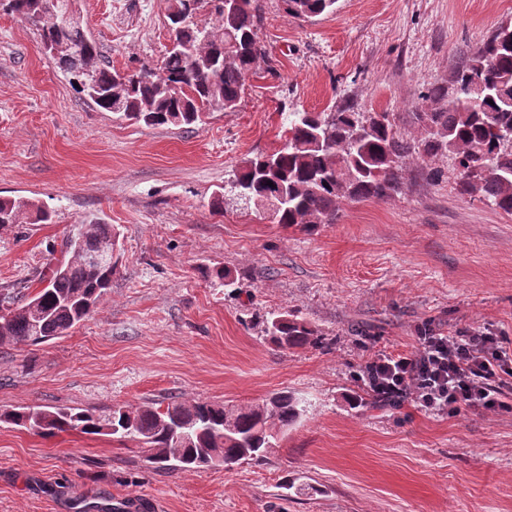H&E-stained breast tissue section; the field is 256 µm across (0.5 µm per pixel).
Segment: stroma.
Wrapping results in <instances>:
<instances>
[{
    "instance_id": "obj_1",
    "label": "stroma",
    "mask_w": 512,
    "mask_h": 512,
    "mask_svg": "<svg viewBox=\"0 0 512 512\" xmlns=\"http://www.w3.org/2000/svg\"><path fill=\"white\" fill-rule=\"evenodd\" d=\"M165 0H80L85 31L119 70L160 64ZM502 25L512 0H337L312 22L264 0L268 61L238 108L180 129L119 121L78 93L36 29L0 0V197L33 198L50 224L0 228V288H20L90 217L121 257L104 300L70 335L0 347V412L178 401L257 403L295 392L306 416L266 461L170 471L133 442L0 423V512H512V410L433 414L355 403L376 350L412 352L423 326L512 341V215L465 195L452 157L412 156L389 197L340 205L314 231L210 200L272 152L292 112L348 105L419 137L423 94ZM231 271L235 294L206 272ZM298 310L328 348L278 349L256 315ZM319 486L282 492L285 479Z\"/></svg>"
}]
</instances>
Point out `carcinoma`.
<instances>
[{"mask_svg": "<svg viewBox=\"0 0 512 512\" xmlns=\"http://www.w3.org/2000/svg\"><path fill=\"white\" fill-rule=\"evenodd\" d=\"M170 39L190 47L166 51L158 68L133 72L101 63L97 43L81 30H62L43 12V0H8L11 12L40 32L45 54L98 107L148 127H183L208 112H233L246 82L266 59L258 41L262 0H167ZM287 13L309 22L333 11L336 0H283ZM214 23L197 20L200 12ZM453 91L436 87L423 96L434 107L418 115L420 138L405 140L385 112H297L288 119L286 145L245 162L227 191L211 200L224 212V197L239 184L252 198L279 201L274 221L284 226L334 224L344 200L384 198L396 191L399 164L418 154L455 156L460 188L512 214V26L498 29L456 65ZM493 103H488V100ZM273 185H267V182ZM53 212L23 197L0 198V227L51 224ZM112 225L93 217L61 243L65 258L49 262L30 296L0 294V346H39L66 336L84 321L110 288L111 268L90 269L84 254L115 243ZM262 332L284 349L322 344L318 330L296 310L272 312ZM306 401L291 391L250 405L173 400L106 410L26 406L0 414V421L40 434L79 431L117 435L134 442L156 468L212 467L211 453L230 468L266 461L279 436L306 414Z\"/></svg>", "mask_w": 512, "mask_h": 512, "instance_id": "obj_1", "label": "carcinoma"}]
</instances>
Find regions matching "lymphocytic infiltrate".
Wrapping results in <instances>:
<instances>
[{
    "mask_svg": "<svg viewBox=\"0 0 512 512\" xmlns=\"http://www.w3.org/2000/svg\"><path fill=\"white\" fill-rule=\"evenodd\" d=\"M411 353L375 352L364 364L373 392L391 403L412 400L434 414L506 408L512 383V343L481 330L424 327Z\"/></svg>",
    "mask_w": 512,
    "mask_h": 512,
    "instance_id": "obj_1",
    "label": "lymphocytic infiltrate"
}]
</instances>
